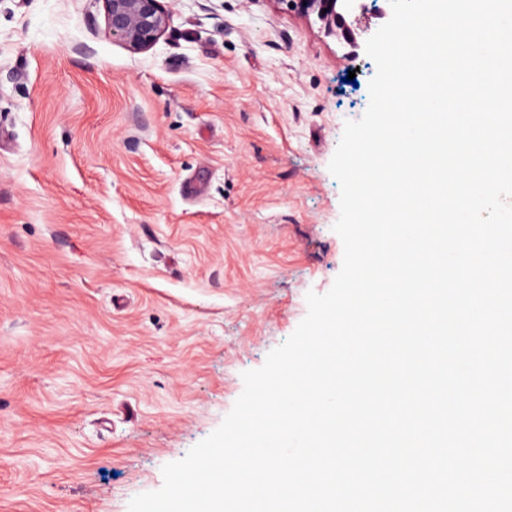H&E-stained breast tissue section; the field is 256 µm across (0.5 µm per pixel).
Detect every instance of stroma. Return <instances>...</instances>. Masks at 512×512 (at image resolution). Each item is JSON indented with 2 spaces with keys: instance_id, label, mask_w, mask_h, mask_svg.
I'll use <instances>...</instances> for the list:
<instances>
[{
  "instance_id": "obj_1",
  "label": "stroma",
  "mask_w": 512,
  "mask_h": 512,
  "mask_svg": "<svg viewBox=\"0 0 512 512\" xmlns=\"http://www.w3.org/2000/svg\"><path fill=\"white\" fill-rule=\"evenodd\" d=\"M362 3L355 51L277 0H165L135 53L103 0H0V512H128L331 288L328 165L391 17Z\"/></svg>"
}]
</instances>
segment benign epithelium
<instances>
[{
	"label": "benign epithelium",
	"mask_w": 512,
	"mask_h": 512,
	"mask_svg": "<svg viewBox=\"0 0 512 512\" xmlns=\"http://www.w3.org/2000/svg\"><path fill=\"white\" fill-rule=\"evenodd\" d=\"M106 30L112 38L134 52L151 49L164 35L169 12L164 0H103ZM289 6V11L308 17L314 15L328 33L337 30L350 44L355 43L353 24L343 0H275Z\"/></svg>",
	"instance_id": "1"
}]
</instances>
